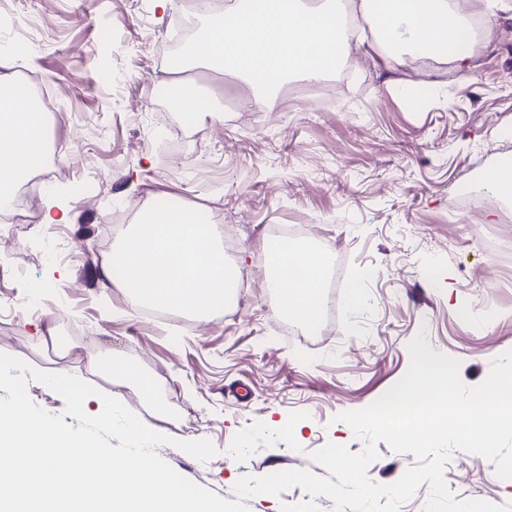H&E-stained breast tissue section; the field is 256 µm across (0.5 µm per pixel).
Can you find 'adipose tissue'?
Here are the masks:
<instances>
[{
  "label": "adipose tissue",
  "mask_w": 512,
  "mask_h": 512,
  "mask_svg": "<svg viewBox=\"0 0 512 512\" xmlns=\"http://www.w3.org/2000/svg\"><path fill=\"white\" fill-rule=\"evenodd\" d=\"M464 22L453 0H360L359 8L348 12L337 10L332 0L315 7L304 0H235L231 9L208 17L183 61L240 78L270 108L289 79L320 81L335 70L349 49L344 28L368 24L379 49L396 65L409 55L462 63L468 54L454 51L453 36ZM177 72V67L167 68L161 78L170 106L192 120H220L213 97L177 79ZM45 118V108L27 88L0 81V204L30 174L41 150L36 133ZM266 263L278 310L296 324L314 328L325 301L326 255L308 246H279L268 251Z\"/></svg>",
  "instance_id": "obj_1"
}]
</instances>
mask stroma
I'll return each mask as SVG.
<instances>
[{"label":"stroma","instance_id":"1","mask_svg":"<svg viewBox=\"0 0 512 512\" xmlns=\"http://www.w3.org/2000/svg\"><path fill=\"white\" fill-rule=\"evenodd\" d=\"M30 19L34 43L22 71L42 88L84 87L51 100L46 136L50 177L41 196L60 200L69 218L17 224L16 248L0 250V306L22 300L0 323V352L47 373H64L128 401L125 378L92 373L109 356L154 377L158 408L146 425L169 438L157 449L178 473L225 499L245 476L292 469L325 475L310 458L327 443L360 452L363 440L338 421L364 408L410 366L408 343L425 334L433 350L457 358L468 386L512 350V222L493 203L487 172L512 161V0L481 18L468 68L429 57L388 63L370 51L368 28L354 31L349 54L330 77L337 109L314 111L294 79L274 108L259 106L242 83L201 65L185 80L217 94L218 121L187 122L160 93L159 59L176 17L204 24L211 0H10ZM108 25L110 42L98 38ZM107 83H99V76ZM109 182L96 207L75 187ZM483 182L490 205L459 204ZM176 202L202 211L217 235L234 240L231 262L263 271L272 227L304 225L303 245L326 244L360 281L364 305L345 287L332 294L335 323L314 349L291 337L267 289L236 291L203 319L164 312L143 317L118 281L101 279L125 227L113 224L132 202ZM70 241L80 257L54 254ZM210 440L200 462L177 441ZM369 478L387 485L415 463L378 443ZM457 499L512 501V481L486 458L454 452L444 473Z\"/></svg>","mask_w":512,"mask_h":512}]
</instances>
